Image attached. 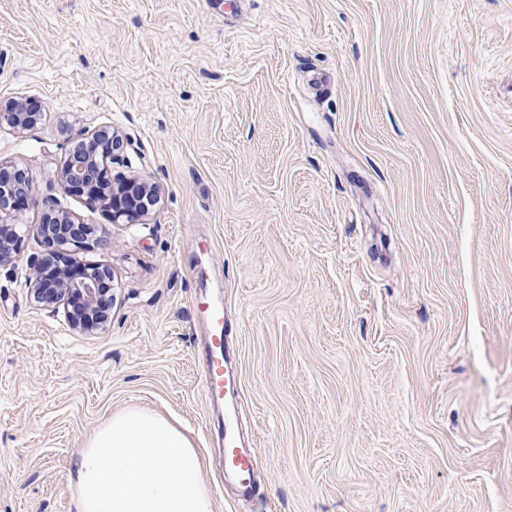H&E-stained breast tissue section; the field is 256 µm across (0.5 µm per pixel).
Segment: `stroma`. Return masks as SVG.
<instances>
[{
  "label": "stroma",
  "mask_w": 512,
  "mask_h": 512,
  "mask_svg": "<svg viewBox=\"0 0 512 512\" xmlns=\"http://www.w3.org/2000/svg\"><path fill=\"white\" fill-rule=\"evenodd\" d=\"M0 163L98 227L105 329L0 266V512H73V462L138 405L191 437L212 512H512V0H0ZM160 188L114 224L71 138ZM222 290L256 491L222 481L201 288ZM40 114L26 99H15L4 110L0 109V125L5 122L15 132L23 134L37 126ZM124 152V139L115 129L83 133L66 150L57 173L65 190L85 196L114 224L144 219L159 201V187L139 176L112 183L110 166L120 159L124 162Z\"/></svg>",
  "instance_id": "35a3bbf8"
}]
</instances>
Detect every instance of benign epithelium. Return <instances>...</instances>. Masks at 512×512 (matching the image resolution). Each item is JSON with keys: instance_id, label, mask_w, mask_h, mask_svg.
Here are the masks:
<instances>
[{"instance_id": "benign-epithelium-1", "label": "benign epithelium", "mask_w": 512, "mask_h": 512, "mask_svg": "<svg viewBox=\"0 0 512 512\" xmlns=\"http://www.w3.org/2000/svg\"><path fill=\"white\" fill-rule=\"evenodd\" d=\"M40 112L25 99L13 100L0 109V123L23 134L34 129ZM125 142L115 129L83 133L66 150L58 179L68 192L108 214L112 223L133 224L147 217L159 201V187L133 175L112 183L110 166L124 159ZM34 179L30 170L0 163V265L11 261L22 242L17 213L33 198ZM34 231L45 247L41 258L29 268L26 286L34 299L63 306L69 325L77 330L104 327L112 308V297L102 285L112 279L102 264L91 271L73 274L80 266L77 255L90 242H101L93 224H83L70 214L52 207Z\"/></svg>"}]
</instances>
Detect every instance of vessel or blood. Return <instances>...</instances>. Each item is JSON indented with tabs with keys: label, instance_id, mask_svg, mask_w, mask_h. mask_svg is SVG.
Returning <instances> with one entry per match:
<instances>
[{
	"label": "vessel or blood",
	"instance_id": "obj_1",
	"mask_svg": "<svg viewBox=\"0 0 512 512\" xmlns=\"http://www.w3.org/2000/svg\"><path fill=\"white\" fill-rule=\"evenodd\" d=\"M196 308L207 326L203 356V393L208 404L224 412L223 471L235 478L242 496L254 492L252 475L256 459L248 449L239 418V376L237 353L224 334L222 292L200 291Z\"/></svg>",
	"mask_w": 512,
	"mask_h": 512
}]
</instances>
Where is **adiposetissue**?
<instances>
[{
  "instance_id": "1",
  "label": "adipose tissue",
  "mask_w": 512,
  "mask_h": 512,
  "mask_svg": "<svg viewBox=\"0 0 512 512\" xmlns=\"http://www.w3.org/2000/svg\"><path fill=\"white\" fill-rule=\"evenodd\" d=\"M202 458L168 419L130 407L102 423L75 463L76 512H212Z\"/></svg>"
}]
</instances>
